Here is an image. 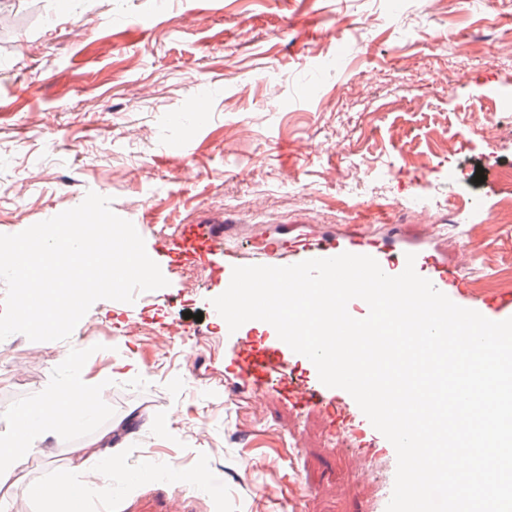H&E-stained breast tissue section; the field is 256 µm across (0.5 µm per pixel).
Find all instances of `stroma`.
I'll list each match as a JSON object with an SVG mask.
<instances>
[{
  "mask_svg": "<svg viewBox=\"0 0 512 512\" xmlns=\"http://www.w3.org/2000/svg\"><path fill=\"white\" fill-rule=\"evenodd\" d=\"M15 3L18 26L0 41V234L93 191L133 223L168 285L131 304L96 301L66 340L0 343V434L13 427L6 410L75 366L100 393L83 424L29 455L7 512H48L31 485L68 479L69 449L133 410L170 430L128 437L129 464L154 475L130 494L113 471L109 512H361L375 481L327 441L321 415L298 418L272 393L244 402L212 312L221 258L184 266L163 240L201 224L247 250L355 224L472 282L512 271V223L490 208L512 139L489 149L478 134L479 115L512 94V0L473 11L456 0ZM498 114L512 126V112ZM418 194L429 202L420 215ZM468 202L477 222L449 221ZM173 322L193 335L166 350L159 333ZM200 468L209 481L198 490L188 476ZM300 484L309 497L297 498Z\"/></svg>",
  "mask_w": 512,
  "mask_h": 512,
  "instance_id": "stroma-1",
  "label": "stroma"
}]
</instances>
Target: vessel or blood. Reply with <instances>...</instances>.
Segmentation results:
<instances>
[{"label":"vessel or blood","instance_id":"obj_1","mask_svg":"<svg viewBox=\"0 0 512 512\" xmlns=\"http://www.w3.org/2000/svg\"><path fill=\"white\" fill-rule=\"evenodd\" d=\"M170 250L190 264H204L213 255H222L225 272L246 265L288 266L312 258H329L345 252L373 257L389 275L400 274L406 266L407 246L385 239L348 234L294 242L288 248L266 243L251 254L230 246L223 236L188 225L168 241ZM417 273L459 306L476 310L487 319L512 318V292L476 296L465 279L446 261L416 250ZM233 371L249 387L253 399L275 392L297 414L323 413L329 421L331 440L350 444L364 457L386 467V479L369 499L365 512H386L397 467L393 445L371 424L352 396L340 388L325 386L314 364L295 353L266 322L252 320L237 331L224 335Z\"/></svg>","mask_w":512,"mask_h":512}]
</instances>
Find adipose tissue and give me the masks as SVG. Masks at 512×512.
I'll return each instance as SVG.
<instances>
[{"label":"adipose tissue","mask_w":512,"mask_h":512,"mask_svg":"<svg viewBox=\"0 0 512 512\" xmlns=\"http://www.w3.org/2000/svg\"><path fill=\"white\" fill-rule=\"evenodd\" d=\"M89 388L84 371L72 372L65 391L49 392L26 409L12 412L14 427L7 437H0V491L10 489L19 478V469L25 459L16 451L17 442H25L28 448H36L61 426L79 424L91 412ZM127 448L113 442L111 434L90 438L82 446L71 449L69 467L79 472V484L83 492L95 490L96 474L89 468L90 462L112 458L114 466L126 463Z\"/></svg>","instance_id":"adipose-tissue-1"}]
</instances>
